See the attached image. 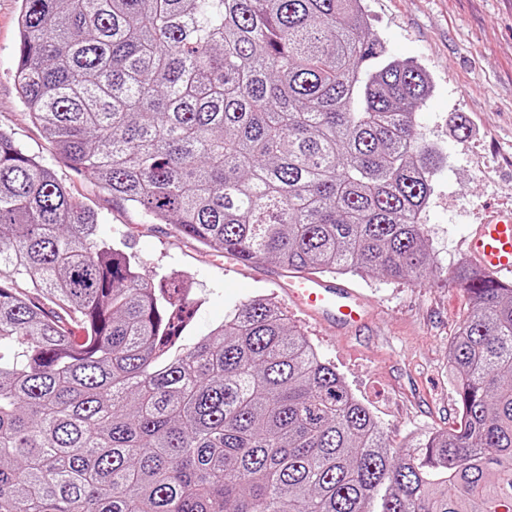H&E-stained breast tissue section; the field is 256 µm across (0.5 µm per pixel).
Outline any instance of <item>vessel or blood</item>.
I'll use <instances>...</instances> for the list:
<instances>
[{
    "instance_id": "b4317fda",
    "label": "vessel or blood",
    "mask_w": 512,
    "mask_h": 512,
    "mask_svg": "<svg viewBox=\"0 0 512 512\" xmlns=\"http://www.w3.org/2000/svg\"><path fill=\"white\" fill-rule=\"evenodd\" d=\"M468 258L493 282H512V209L486 208L465 236ZM281 289L288 302L323 327L352 329L369 317L363 295L320 276L292 277Z\"/></svg>"
}]
</instances>
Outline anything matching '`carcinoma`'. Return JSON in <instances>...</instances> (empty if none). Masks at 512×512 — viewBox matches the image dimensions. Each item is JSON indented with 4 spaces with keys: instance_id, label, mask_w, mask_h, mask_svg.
Returning <instances> with one entry per match:
<instances>
[{
    "instance_id": "carcinoma-1",
    "label": "carcinoma",
    "mask_w": 512,
    "mask_h": 512,
    "mask_svg": "<svg viewBox=\"0 0 512 512\" xmlns=\"http://www.w3.org/2000/svg\"><path fill=\"white\" fill-rule=\"evenodd\" d=\"M16 81L79 173L218 254L433 282L426 70L361 0H22ZM0 131V512H512V287L468 263L459 426L392 444L272 300L182 343L158 286Z\"/></svg>"
}]
</instances>
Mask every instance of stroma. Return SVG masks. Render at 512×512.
<instances>
[{
    "mask_svg": "<svg viewBox=\"0 0 512 512\" xmlns=\"http://www.w3.org/2000/svg\"><path fill=\"white\" fill-rule=\"evenodd\" d=\"M362 3L368 27L388 55L416 62L430 75L432 93L417 122L423 140L439 148L444 161L423 217L440 269L437 284L342 276L372 309L354 333L319 327L284 302L279 283L288 274L279 263L245 266L205 250L173 225L113 200L61 159L29 121L17 90L21 0H0V130L97 214L101 237L127 243L144 278L174 270L190 277L192 295L202 305L186 343L206 336L233 305L257 295L272 298L371 409L385 437L400 443L457 424L448 346L470 300L448 274L463 259L462 239L482 207L512 208V0ZM462 119L469 126L465 134L457 129Z\"/></svg>",
    "mask_w": 512,
    "mask_h": 512,
    "instance_id": "obj_1",
    "label": "stroma"
}]
</instances>
